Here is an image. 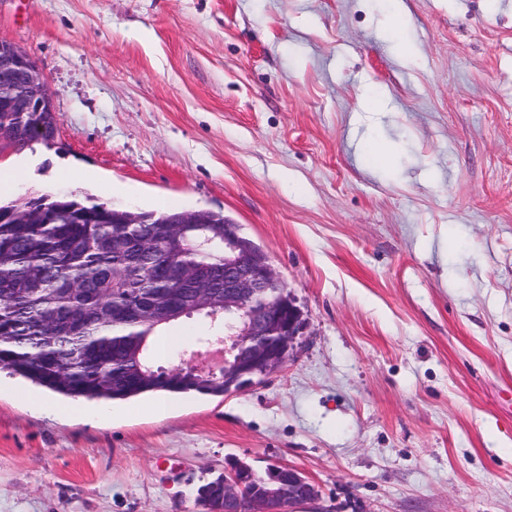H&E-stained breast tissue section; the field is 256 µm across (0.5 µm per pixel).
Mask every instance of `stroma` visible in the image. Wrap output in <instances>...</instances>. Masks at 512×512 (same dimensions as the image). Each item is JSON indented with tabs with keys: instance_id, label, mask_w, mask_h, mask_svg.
<instances>
[{
	"instance_id": "1",
	"label": "stroma",
	"mask_w": 512,
	"mask_h": 512,
	"mask_svg": "<svg viewBox=\"0 0 512 512\" xmlns=\"http://www.w3.org/2000/svg\"><path fill=\"white\" fill-rule=\"evenodd\" d=\"M0 40L57 117L0 148L1 199L224 214L308 321L165 412L58 418L1 370L0 512H206L236 460L314 482L295 512H512V0H0ZM211 333L161 328L156 364Z\"/></svg>"
}]
</instances>
